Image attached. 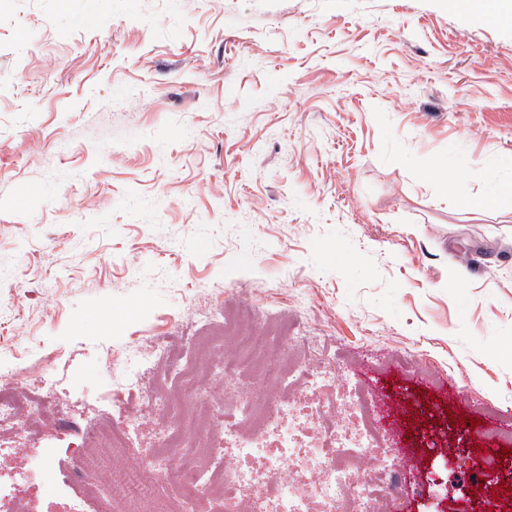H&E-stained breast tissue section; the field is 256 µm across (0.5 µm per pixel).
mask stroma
Returning <instances> with one entry per match:
<instances>
[{"label": "stroma", "instance_id": "stroma-1", "mask_svg": "<svg viewBox=\"0 0 512 512\" xmlns=\"http://www.w3.org/2000/svg\"><path fill=\"white\" fill-rule=\"evenodd\" d=\"M512 22L491 0H0V379L50 371L68 410L0 435L50 450L23 497H93L71 447L138 415L119 358L189 352L223 307L356 360L402 429L416 490L461 512L512 418ZM457 180L456 203L443 194ZM466 415L459 435L433 420Z\"/></svg>", "mask_w": 512, "mask_h": 512}]
</instances>
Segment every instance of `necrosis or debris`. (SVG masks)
Masks as SVG:
<instances>
[{"mask_svg":"<svg viewBox=\"0 0 512 512\" xmlns=\"http://www.w3.org/2000/svg\"><path fill=\"white\" fill-rule=\"evenodd\" d=\"M232 355L212 364L198 352L178 359L176 380L161 396L142 393V374L153 359L169 350L167 337L158 336L124 357L132 378L131 389L142 394L143 413L176 404L188 408L195 420L190 437L161 431L158 441L167 452L152 458L135 447L141 435L139 419L128 418L110 428H92L88 437L101 452L92 457L76 453L84 474L109 480L112 491L90 507L73 495L54 512H376V503L397 494L402 486L393 460L379 454L373 471L360 463L370 449L385 442L378 406L371 394L348 384L346 400L327 398L334 372L294 355V348L312 343L305 329L292 327L287 338L249 327L230 335ZM273 378L280 385L274 402L247 396L222 403L205 395L200 384L208 375L236 381L250 371ZM28 370L19 367L11 380L12 393L0 394V431L25 430L24 416L40 415L42 401L21 405L14 391L26 381ZM352 420L349 430H339L336 412ZM232 454L235 466L224 463ZM188 468V482L173 479L167 491L155 484L171 476L174 466Z\"/></svg>","mask_w":512,"mask_h":512,"instance_id":"4bbe7bcc","label":"necrosis or debris"}]
</instances>
